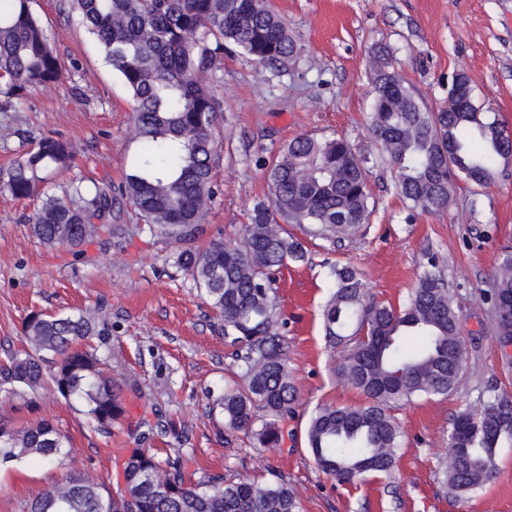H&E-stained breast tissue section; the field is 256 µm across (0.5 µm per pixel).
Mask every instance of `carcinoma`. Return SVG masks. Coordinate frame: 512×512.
Returning <instances> with one entry per match:
<instances>
[{
    "label": "carcinoma",
    "instance_id": "1",
    "mask_svg": "<svg viewBox=\"0 0 512 512\" xmlns=\"http://www.w3.org/2000/svg\"><path fill=\"white\" fill-rule=\"evenodd\" d=\"M106 63L132 102L131 132L142 157L125 175L120 194L150 229L185 244L175 263L224 327V344L240 384L215 400L225 424L251 435L255 447L284 442L283 424L294 415L297 391L288 361L287 319L280 314L274 272L305 257L301 242L277 219L310 224L318 232L346 234L367 222L371 158L344 138L292 140L266 171L270 204H259L240 238L194 246L212 196L211 160L219 106L207 79L224 64L230 43L251 63L286 69L299 45L269 0H70ZM369 130L392 167L399 195L412 208L443 212L460 177L486 189L512 175V133L474 103L470 79L452 76L465 94L449 107L430 108L377 53ZM65 67L32 10L31 0H0V110L24 101L37 86L54 85ZM73 147L39 137L0 175V190L15 198L41 194L68 166ZM114 200L98 185L74 183L67 197L45 196L29 221L49 246L81 247L112 232ZM333 292L323 309L326 343L341 346L340 379L363 393L353 406H320L310 417L307 442L317 468L353 485L369 474H388L401 446L390 409L412 398L446 396L456 389L464 345L459 310L441 275L425 270L400 308L370 298L350 267L333 270ZM491 303L498 344L512 343V257L501 263ZM27 348L0 366V391L12 396L59 394L82 406L107 432L124 414L122 382L107 371L93 340L105 335L96 310L30 314L23 325ZM156 423L135 426L138 440L177 434L176 423L154 410ZM512 438V400L490 394L480 409L457 414L448 430L443 485L463 497L493 476L496 448ZM62 435L46 419L15 428L0 420V466L37 459L64 465ZM181 449L159 459L133 448L116 493L87 472L67 474L26 504V512H298L285 481L258 483L211 474L186 480Z\"/></svg>",
    "mask_w": 512,
    "mask_h": 512
}]
</instances>
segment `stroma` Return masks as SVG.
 <instances>
[{
  "label": "stroma",
  "instance_id": "1",
  "mask_svg": "<svg viewBox=\"0 0 512 512\" xmlns=\"http://www.w3.org/2000/svg\"><path fill=\"white\" fill-rule=\"evenodd\" d=\"M302 50L284 70L252 65L235 53L210 82L221 109L215 130L213 198L199 245L235 241L255 205L268 202L267 166L295 138H347L376 157L368 130L371 63L386 48L394 69L428 105L448 99V79L464 71L477 106L512 132V0H271ZM32 9L69 69L66 78L31 91L17 110L0 112V172L48 135L73 145L70 167L45 185L63 195L73 181L115 190L140 146L129 135L131 101L67 0H33ZM372 213L367 223L332 238L288 225L306 258L282 269L277 286L288 319L289 359L299 405L278 448L256 450L248 435L224 425L214 395L237 374L224 330L174 262L181 245L151 233L129 204L119 228L84 246L49 248L26 218L40 198L0 193V361L24 346L22 325L34 311L100 310L109 334L102 347L115 378L136 382L126 394L125 422L95 431L80 407L42 392L27 403L0 392V418L19 425L50 419L66 436L65 467L29 460L0 470V512H24L28 501L70 471H89L116 488L133 424L159 407L181 423L180 437L158 441L180 448L193 478L211 473L259 482L283 478L299 512H512V439L499 445L492 479L469 495H449L439 481L448 428L455 415L479 406L489 385L512 396L507 369L483 299L512 255V177L480 190L457 181L448 210H408L390 165L368 172ZM351 266L377 301L402 307L420 274L439 272L460 308L465 361L457 388L394 406L403 431L392 475H368L353 486L328 481L316 468L307 423L316 406L363 403L337 374L341 348L326 345L321 312L333 266Z\"/></svg>",
  "mask_w": 512,
  "mask_h": 512
}]
</instances>
